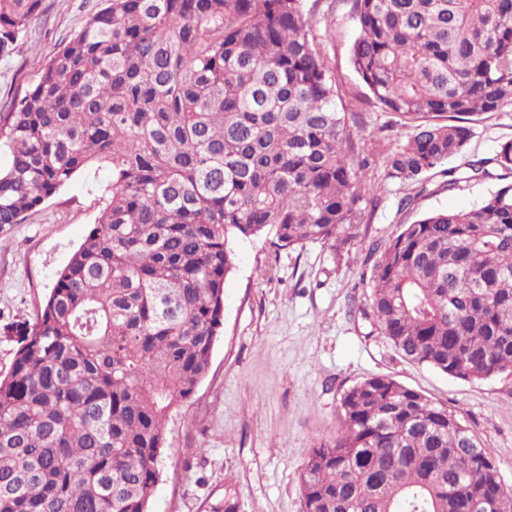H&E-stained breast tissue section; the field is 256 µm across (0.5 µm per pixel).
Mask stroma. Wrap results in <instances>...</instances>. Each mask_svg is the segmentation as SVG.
<instances>
[{
  "mask_svg": "<svg viewBox=\"0 0 512 512\" xmlns=\"http://www.w3.org/2000/svg\"><path fill=\"white\" fill-rule=\"evenodd\" d=\"M112 0H42L15 52L0 58V109L35 85L58 47ZM316 47L335 74L359 146L378 156L410 130L382 111L351 63L358 24L345 0H305ZM469 154L492 156L512 139V109L474 116ZM112 182L108 167L74 177L23 223L0 231V375L18 348L17 329L33 320L58 272L96 224ZM377 204L362 213L360 239L348 250L309 243L277 249L267 239L234 244L235 269L224 283V320L210 366L194 394L165 422L163 461L149 512H216L234 494L238 512H302L300 474L312 448L341 429L340 397L356 382L387 376L457 411L492 450L512 492V377L468 382L403 358L362 317L374 262L369 243L385 246L400 225L440 211L478 206L502 187L487 177L426 191L368 175ZM411 196L409 208L398 201Z\"/></svg>",
  "mask_w": 512,
  "mask_h": 512,
  "instance_id": "stroma-1",
  "label": "stroma"
}]
</instances>
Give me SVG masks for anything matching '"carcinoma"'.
Returning a JSON list of instances; mask_svg holds the SVG:
<instances>
[{
  "label": "carcinoma",
  "mask_w": 512,
  "mask_h": 512,
  "mask_svg": "<svg viewBox=\"0 0 512 512\" xmlns=\"http://www.w3.org/2000/svg\"><path fill=\"white\" fill-rule=\"evenodd\" d=\"M42 0H0V57ZM352 62L412 129L384 177L420 185L466 154L470 117L512 103V0H351ZM0 230L94 166L97 224L20 332L0 379V512H148L168 414L204 378L234 242L358 238L368 158L303 0H112L0 112ZM512 175V140L448 191ZM379 254L368 316L408 360L463 381L512 376V184L403 224ZM312 449L303 512H512L457 413L384 377L340 399Z\"/></svg>",
  "instance_id": "obj_1"
}]
</instances>
